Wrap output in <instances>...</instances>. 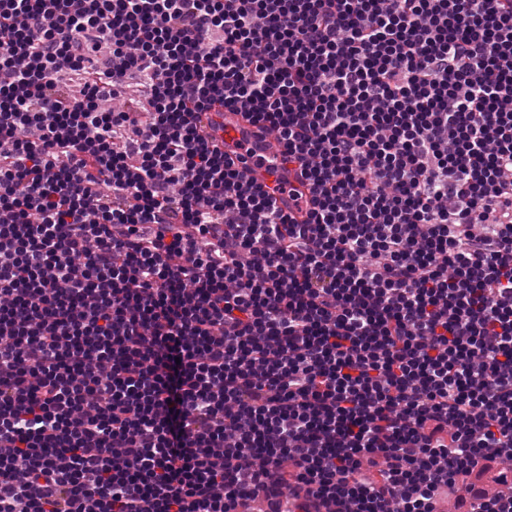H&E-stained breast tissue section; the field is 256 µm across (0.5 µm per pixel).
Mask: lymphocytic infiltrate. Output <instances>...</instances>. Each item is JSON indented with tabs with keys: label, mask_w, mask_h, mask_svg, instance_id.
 Returning <instances> with one entry per match:
<instances>
[{
	"label": "lymphocytic infiltrate",
	"mask_w": 512,
	"mask_h": 512,
	"mask_svg": "<svg viewBox=\"0 0 512 512\" xmlns=\"http://www.w3.org/2000/svg\"><path fill=\"white\" fill-rule=\"evenodd\" d=\"M0 35V512H512V0H0ZM201 121L224 152L234 158L245 180L269 187L275 185V179L288 181V167H282L276 156L279 147L275 137L248 120L243 112L214 103L202 114Z\"/></svg>",
	"instance_id": "lymphocytic-infiltrate-1"
}]
</instances>
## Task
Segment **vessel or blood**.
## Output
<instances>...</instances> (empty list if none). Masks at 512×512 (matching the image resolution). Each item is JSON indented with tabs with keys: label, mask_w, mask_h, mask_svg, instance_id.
Masks as SVG:
<instances>
[{
	"label": "vessel or blood",
	"mask_w": 512,
	"mask_h": 512,
	"mask_svg": "<svg viewBox=\"0 0 512 512\" xmlns=\"http://www.w3.org/2000/svg\"><path fill=\"white\" fill-rule=\"evenodd\" d=\"M202 124L225 153L232 156L244 179L266 186L286 179L288 170L279 163L275 137L248 120L243 113L213 104L202 116Z\"/></svg>",
	"instance_id": "b4317fda"
}]
</instances>
